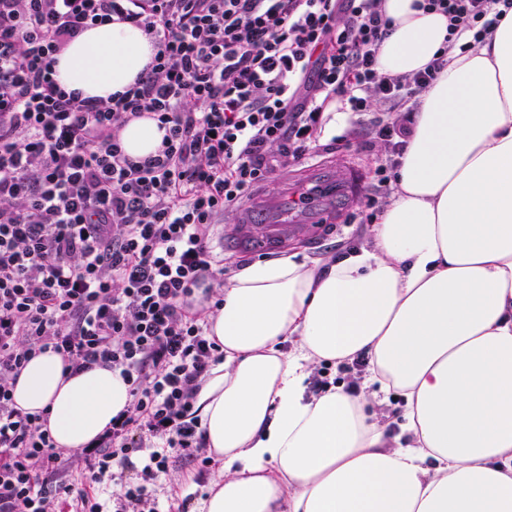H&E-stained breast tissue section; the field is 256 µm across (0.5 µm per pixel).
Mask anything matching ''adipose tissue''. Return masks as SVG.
Listing matches in <instances>:
<instances>
[{
	"label": "adipose tissue",
	"instance_id": "obj_1",
	"mask_svg": "<svg viewBox=\"0 0 512 512\" xmlns=\"http://www.w3.org/2000/svg\"><path fill=\"white\" fill-rule=\"evenodd\" d=\"M415 0H382L391 74L423 69L448 20ZM153 47L143 29L86 30L58 56V82L105 99L133 85ZM164 133L139 118L126 155ZM371 229L372 246L320 264L288 255L223 288L207 337L224 351L194 396L197 433L221 465L198 512H512V10L468 53L451 52L425 91ZM296 339L295 353L280 349ZM367 360L357 394L312 395L317 365ZM34 355L15 405L43 414L56 448L89 445L130 402L119 371L67 375ZM406 401L402 437L367 414L371 387Z\"/></svg>",
	"mask_w": 512,
	"mask_h": 512
}]
</instances>
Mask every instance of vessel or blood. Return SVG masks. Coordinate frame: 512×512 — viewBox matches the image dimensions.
I'll return each mask as SVG.
<instances>
[{
    "label": "vessel or blood",
    "mask_w": 512,
    "mask_h": 512,
    "mask_svg": "<svg viewBox=\"0 0 512 512\" xmlns=\"http://www.w3.org/2000/svg\"><path fill=\"white\" fill-rule=\"evenodd\" d=\"M299 179L315 188L302 201H294L286 189L276 195H258L243 206L238 220L239 250L270 252L289 238L311 237L318 225L335 223L362 194L360 172L350 162L312 164L300 172Z\"/></svg>",
    "instance_id": "obj_1"
}]
</instances>
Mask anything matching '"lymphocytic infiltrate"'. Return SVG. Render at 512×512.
<instances>
[{"label": "lymphocytic infiltrate", "instance_id": "obj_1", "mask_svg": "<svg viewBox=\"0 0 512 512\" xmlns=\"http://www.w3.org/2000/svg\"><path fill=\"white\" fill-rule=\"evenodd\" d=\"M422 7L447 17L445 45L424 70L390 74L377 67L392 26L381 0H0V512H48L51 493L71 492L40 487L61 453L40 415L12 399L37 352L60 354L73 374L118 369L130 385L127 411L77 451L91 480L147 436L200 455L192 396L224 356L194 304L196 290L224 286L210 228L316 149L334 101L369 116L388 185L410 133L405 104L449 51L482 43L512 0ZM115 18L149 36L147 72L105 100L66 91L58 55ZM143 116L165 134L156 155L133 161L120 131ZM167 462L148 455L119 512H145Z\"/></svg>", "mask_w": 512, "mask_h": 512}]
</instances>
